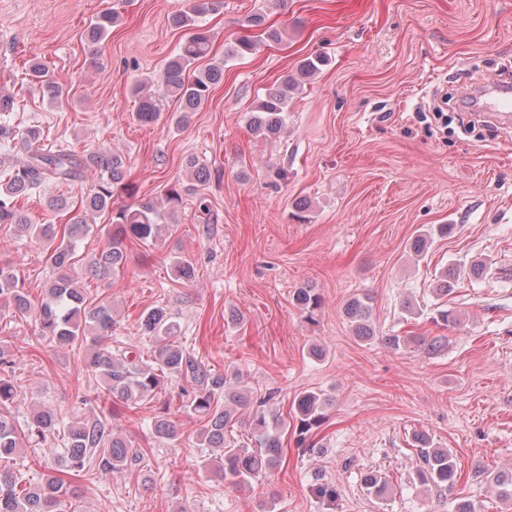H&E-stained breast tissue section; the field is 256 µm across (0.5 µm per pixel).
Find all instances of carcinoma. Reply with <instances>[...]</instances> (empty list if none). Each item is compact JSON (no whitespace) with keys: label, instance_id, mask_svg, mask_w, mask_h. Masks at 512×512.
Instances as JSON below:
<instances>
[{"label":"carcinoma","instance_id":"obj_1","mask_svg":"<svg viewBox=\"0 0 512 512\" xmlns=\"http://www.w3.org/2000/svg\"><path fill=\"white\" fill-rule=\"evenodd\" d=\"M223 6L224 0H189L187 9L171 16V24L186 29V33L177 52L165 62L157 76L159 93L144 92L143 84L132 88L138 100L135 118L139 123L158 122L162 117V102L169 99L176 104L170 125L184 128L190 114L209 99L214 87L222 81L225 62L251 55L265 42H281L279 28L267 24L266 14L255 13L246 20V27H257L261 29L260 34L240 36L225 47L224 62L199 66L198 62L208 58L212 51L210 30L200 23V18L218 12ZM117 21L118 16L112 12H103L91 21L87 28L91 60H96L97 44ZM322 63L320 58L303 59L280 84L268 88L257 110L251 113V130L268 141L280 138L288 122L292 95ZM25 79L49 104L63 105V87L53 80L43 62L30 61ZM9 140L19 142L29 152V160L18 167L6 166L0 170V178H4V182H0V224L13 226L20 236L50 243L47 260L53 278L42 297L34 301L20 286L13 270L1 264L0 299L12 303L19 318H34L42 340L83 353V372L87 378L97 381L100 406L80 419L46 407L31 409L29 417L23 421L16 419L11 411L18 398L13 377L15 362L9 349L0 345V462L15 460L29 445L50 441L61 445L59 461L66 462L74 471L92 468L105 473L134 472L142 456L129 450L112 426V404L121 402L133 411L163 393L165 381L174 377L192 383V391L182 400V407L203 422L197 434L200 446L220 452L215 476L224 482V487H250L266 477L282 461L281 439L288 432L287 419L261 410L271 396L258 399L260 409L255 411L251 421L253 447L231 441L228 429L235 423L233 407L245 406L252 399V392L238 388L240 375L216 371L179 345L176 337L181 327L177 316L164 306L145 310L139 318L141 335L151 343L150 354L143 356L125 347L112 346V305L92 295L90 289L72 275V269L79 262L78 241L91 231L88 214L107 216L113 227L107 246L88 262V272L104 278L125 265L126 239L150 244L164 233L172 234L182 193L189 192L192 186L170 188L165 207L151 200L117 206L116 198L134 194L123 155L106 150L78 155L68 148L45 152L37 147L38 130L32 128L25 134H18L11 127L0 125V142ZM184 166L199 183L210 177V170L200 165L193 155L185 158ZM88 178L92 179V184L80 205H71L61 196L51 200L52 209L63 211L67 216L60 229L54 224L37 223L19 204L20 199L33 194L45 183L69 186ZM452 231L450 224L433 225L411 241L410 250L420 256L434 237H446ZM460 274V268L453 265L442 272L434 289L437 299L454 291ZM293 302L304 319L312 321L322 306V297L311 285L304 284L293 292ZM344 314L358 340L375 338L370 297L351 298L344 306ZM432 322L446 328L455 327L460 324V317L451 309H439ZM334 402V397L324 392L308 391L295 397L292 412L297 420V447L315 452L308 435L326 423L327 412ZM152 433L166 444H175L184 435L179 420L166 405L154 416ZM412 440L419 461L416 480L436 491L450 490L457 475L453 455L446 448L432 447L431 439L424 432L414 433ZM21 481L22 477L11 468H0V512H56L60 498L68 493L64 482L58 478L24 486ZM493 484L499 499L512 502V473L494 477ZM364 485L378 499L387 493L386 482L376 475L366 476ZM313 491L325 505H336L335 486L318 478Z\"/></svg>","mask_w":512,"mask_h":512}]
</instances>
